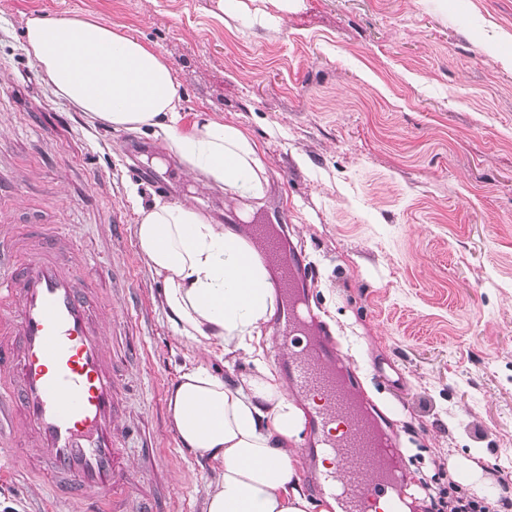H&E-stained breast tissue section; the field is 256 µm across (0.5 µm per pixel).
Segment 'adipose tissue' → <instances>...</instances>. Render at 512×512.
<instances>
[{
	"mask_svg": "<svg viewBox=\"0 0 512 512\" xmlns=\"http://www.w3.org/2000/svg\"><path fill=\"white\" fill-rule=\"evenodd\" d=\"M26 50L63 97L115 129L166 137L180 161L232 201H259L268 189L263 155L241 127L199 116L179 133L183 93L165 59L137 38L78 17L32 16ZM136 237L164 282L163 303L175 336L201 358L168 394L180 447L217 463L206 512H332L297 475L303 410L259 342L279 296L248 237L185 203L139 207ZM221 351L251 363L220 376L208 361Z\"/></svg>",
	"mask_w": 512,
	"mask_h": 512,
	"instance_id": "obj_1",
	"label": "adipose tissue"
}]
</instances>
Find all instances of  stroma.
Returning <instances> with one entry per match:
<instances>
[{"label": "stroma", "mask_w": 512, "mask_h": 512, "mask_svg": "<svg viewBox=\"0 0 512 512\" xmlns=\"http://www.w3.org/2000/svg\"><path fill=\"white\" fill-rule=\"evenodd\" d=\"M0 0V225L70 234L119 387L129 507L204 512L218 469L181 448L170 387L197 348L176 337L137 209L234 203L167 141L90 120L28 55L29 17H84L147 43L198 114L262 145L269 190L253 223L305 247L319 316L360 387L394 420L406 481L447 486L457 456L496 502L512 476V0ZM165 191H157V184ZM0 512L46 498L50 462L0 439Z\"/></svg>", "instance_id": "obj_1"}]
</instances>
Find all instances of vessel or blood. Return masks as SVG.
I'll use <instances>...</instances> for the list:
<instances>
[{
  "mask_svg": "<svg viewBox=\"0 0 512 512\" xmlns=\"http://www.w3.org/2000/svg\"><path fill=\"white\" fill-rule=\"evenodd\" d=\"M277 270L274 285L288 299L279 339L288 350L290 382L309 400L308 418L333 468L313 478L341 512H402L403 490L393 457L396 432L378 424L359 399L356 369L312 310L296 298L314 265L282 250L267 226L244 229ZM66 232L40 225L12 240L0 238V374H7L8 416L21 438L51 462L62 505L54 512H100L97 489L127 495L125 445L115 432L116 386L86 289L80 288L63 244ZM25 254L21 265L14 253Z\"/></svg>",
  "mask_w": 512,
  "mask_h": 512,
  "instance_id": "vessel-or-blood-1",
  "label": "vessel or blood"
}]
</instances>
